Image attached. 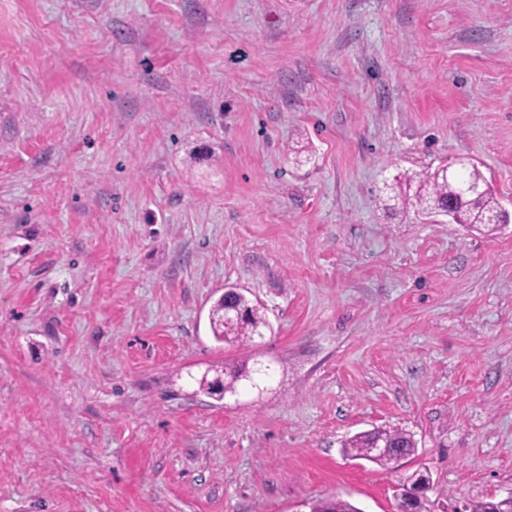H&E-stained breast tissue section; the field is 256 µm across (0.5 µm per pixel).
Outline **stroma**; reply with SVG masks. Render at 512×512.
Masks as SVG:
<instances>
[{
  "label": "stroma",
  "mask_w": 512,
  "mask_h": 512,
  "mask_svg": "<svg viewBox=\"0 0 512 512\" xmlns=\"http://www.w3.org/2000/svg\"><path fill=\"white\" fill-rule=\"evenodd\" d=\"M460 158L512 211V0H0V512L505 494L512 223L384 188ZM229 287L263 337L215 340ZM240 304L247 311L248 318L243 321L227 322L223 321L224 305L221 298L213 306L210 325L213 336L219 342L241 344L252 342L255 336L256 327H267L265 313L258 303H254L245 296L240 300ZM385 437L394 448H384V451L372 457L371 445L378 437ZM415 448L411 435L399 429L374 428L359 433L344 443V451L355 459H365L381 466L398 461L407 453L410 455Z\"/></svg>",
  "instance_id": "1"
}]
</instances>
